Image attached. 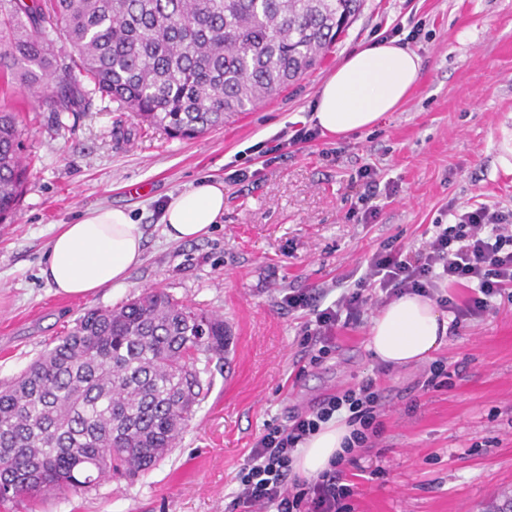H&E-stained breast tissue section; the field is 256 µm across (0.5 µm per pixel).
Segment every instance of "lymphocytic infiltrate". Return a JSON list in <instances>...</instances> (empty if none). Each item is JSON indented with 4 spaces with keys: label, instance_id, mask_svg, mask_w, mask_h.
Masks as SVG:
<instances>
[{
    "label": "lymphocytic infiltrate",
    "instance_id": "obj_1",
    "mask_svg": "<svg viewBox=\"0 0 512 512\" xmlns=\"http://www.w3.org/2000/svg\"><path fill=\"white\" fill-rule=\"evenodd\" d=\"M449 225L438 228L415 251L385 245L369 258L365 270L335 300L324 289L292 290L283 297L289 310L305 312L303 327L308 348L328 353L336 345V331L357 325L366 306H383L403 294H438L445 285H470L466 303H452L456 326L484 317L494 298H512V209L479 203L449 207ZM379 377H370L354 389L320 406L269 423L240 471L231 502L236 512H354V484L344 479L357 466L356 449L373 447L383 431ZM345 414L352 426L344 452L329 469L307 478L294 473L293 456L322 423Z\"/></svg>",
    "mask_w": 512,
    "mask_h": 512
}]
</instances>
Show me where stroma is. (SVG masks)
Returning <instances> with one entry per match:
<instances>
[{
    "label": "stroma",
    "mask_w": 512,
    "mask_h": 512,
    "mask_svg": "<svg viewBox=\"0 0 512 512\" xmlns=\"http://www.w3.org/2000/svg\"><path fill=\"white\" fill-rule=\"evenodd\" d=\"M418 27L409 48L421 69L408 101L379 124L289 147L278 135L306 124L316 94L353 51L394 25ZM0 105L16 112L28 179L10 223L0 224V380L23 370L92 307L142 292L222 315L223 359L176 448L148 473L101 482L40 508L18 497L0 512H229L236 475L266 423L282 422L376 375L367 348L377 308L339 330L336 348L302 367V314L283 293L332 288L383 244L421 248L449 205L512 209V174L496 163L501 123L512 113V0H365L320 64L223 127L191 140L169 137L117 103L94 97L55 113L12 76ZM372 166L396 192L365 224L359 172ZM224 184V217L203 238L167 241L170 196L201 181ZM126 210L144 256L125 284L73 298L40 277L61 224L87 208ZM450 330L437 357L451 387L423 392L425 364L381 376L384 431L346 472L355 512H483L512 498V301ZM421 403L407 415L411 400Z\"/></svg>",
    "instance_id": "stroma-1"
}]
</instances>
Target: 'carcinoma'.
<instances>
[{"label": "carcinoma", "mask_w": 512, "mask_h": 512, "mask_svg": "<svg viewBox=\"0 0 512 512\" xmlns=\"http://www.w3.org/2000/svg\"><path fill=\"white\" fill-rule=\"evenodd\" d=\"M364 0H0V68L56 112L92 95L193 139L320 62ZM0 109V223L26 181ZM224 317L152 290L93 308L0 385V499L37 504L154 467L224 357Z\"/></svg>", "instance_id": "carcinoma-1"}]
</instances>
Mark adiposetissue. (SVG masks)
I'll return each instance as SVG.
<instances>
[{
	"label": "adipose tissue",
	"instance_id": "ef3b65f1",
	"mask_svg": "<svg viewBox=\"0 0 512 512\" xmlns=\"http://www.w3.org/2000/svg\"><path fill=\"white\" fill-rule=\"evenodd\" d=\"M420 68V57L392 40L355 51L319 90L310 120L336 136L377 124L403 105ZM223 214V183L204 181L171 197L161 222L169 240L192 241L206 235ZM143 250L142 231L128 213L99 206L83 212L76 223L60 225L40 276L56 294L90 296L123 284L141 263ZM452 320L433 299L406 294L373 318L368 348L392 367L418 364L443 346ZM350 432L338 418L321 424L295 453L294 471L310 476L328 469Z\"/></svg>",
	"mask_w": 512,
	"mask_h": 512
}]
</instances>
